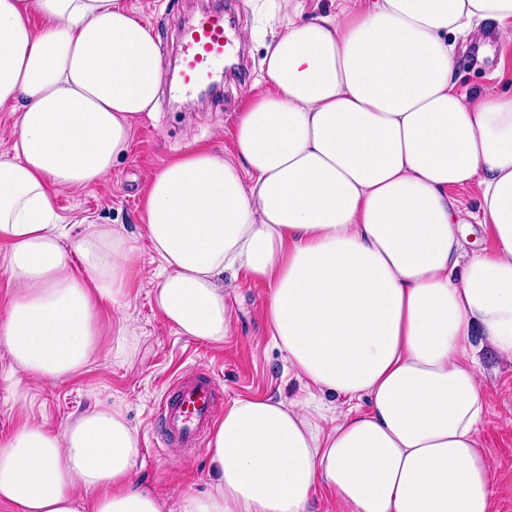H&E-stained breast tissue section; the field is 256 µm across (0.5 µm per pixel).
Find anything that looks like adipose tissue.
<instances>
[{
    "mask_svg": "<svg viewBox=\"0 0 512 512\" xmlns=\"http://www.w3.org/2000/svg\"><path fill=\"white\" fill-rule=\"evenodd\" d=\"M264 8L288 17L264 43L266 87L231 152L193 147L152 176L145 230L154 300L178 333L223 341L224 277L246 273L269 285L273 344L306 389L228 404L213 479L181 512H308L320 484L338 512H495L479 353L512 362V94L461 90L454 51L484 21L511 41L512 0ZM161 74V43L125 0H0V108L19 115L0 155L8 381L78 373L100 345L99 301L127 297L124 235L87 224L69 237L52 193L111 174ZM470 185L473 209L453 194ZM474 224L491 247L468 248ZM139 456L116 407L59 434L26 422L0 447V499L162 512L131 479Z\"/></svg>",
    "mask_w": 512,
    "mask_h": 512,
    "instance_id": "adipose-tissue-1",
    "label": "adipose tissue"
}]
</instances>
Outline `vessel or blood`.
Returning <instances> with one entry per match:
<instances>
[{
  "mask_svg": "<svg viewBox=\"0 0 512 512\" xmlns=\"http://www.w3.org/2000/svg\"><path fill=\"white\" fill-rule=\"evenodd\" d=\"M182 84L192 89L210 80L223 66L230 40L224 15L210 12L182 32ZM216 386L211 377L175 379L155 407V423L163 445L196 448L213 418Z\"/></svg>",
  "mask_w": 512,
  "mask_h": 512,
  "instance_id": "1",
  "label": "vessel or blood"
}]
</instances>
